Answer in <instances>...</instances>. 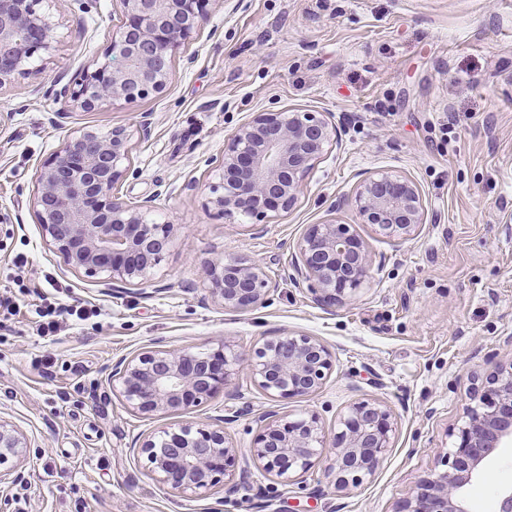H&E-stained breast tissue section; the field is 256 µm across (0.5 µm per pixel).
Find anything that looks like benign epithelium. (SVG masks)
<instances>
[{
  "label": "benign epithelium",
  "instance_id": "benign-epithelium-1",
  "mask_svg": "<svg viewBox=\"0 0 512 512\" xmlns=\"http://www.w3.org/2000/svg\"><path fill=\"white\" fill-rule=\"evenodd\" d=\"M42 0H0V86L50 47L54 24L36 9ZM123 19L103 60L73 82L58 77L55 94L84 110L104 103H133L164 91L173 53L207 20L209 0H120ZM131 133L114 127L72 132L42 165L34 208L42 233L63 264L112 284H145L171 244V225L151 218L152 200L131 204L113 192L130 166ZM341 146L337 127L320 112L264 110L241 123L224 144L218 182L209 203L255 234L266 219L288 212L304 180L332 148ZM361 224H372L399 242L424 224L417 183L388 172L360 176L352 198ZM290 282L313 301L332 308L370 278L373 259L350 224L310 225L291 254ZM202 277L214 303L230 312L264 307L272 290L256 262L225 255L207 262ZM334 367L320 340L278 332L243 354L224 341L185 351L151 348L112 362L107 380L127 407L143 417L187 411L248 374L270 398L315 393ZM462 422L448 431L451 448L444 469L421 480L395 512H470L469 487L487 470L499 449L512 446V358L475 380ZM259 431L250 448L254 461L284 486L298 483L331 453L328 472L343 492L372 477L391 448L395 417L380 402L353 404L328 440L315 414L294 419L266 413L254 419ZM26 439L0 420V467L19 460ZM157 482L183 495L203 496L218 484L231 495L248 483L250 471L230 472L235 448L221 424L162 427L144 438Z\"/></svg>",
  "mask_w": 512,
  "mask_h": 512
}]
</instances>
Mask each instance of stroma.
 <instances>
[{
    "label": "stroma",
    "mask_w": 512,
    "mask_h": 512,
    "mask_svg": "<svg viewBox=\"0 0 512 512\" xmlns=\"http://www.w3.org/2000/svg\"><path fill=\"white\" fill-rule=\"evenodd\" d=\"M56 38L0 86V420L27 446L22 479L0 478V512H392L438 467L447 432L469 402L473 376L512 336V0H210L208 19L172 56L162 93L92 111L56 99L67 80L104 57L122 20L120 0H44ZM322 112L341 147L305 179L288 213L254 235L209 202L224 145L251 113ZM131 133L133 173L117 192L155 198L174 227L151 282L106 287L65 268L33 207L42 163L81 128ZM389 171L420 187L425 222L396 243L355 221L360 173ZM354 225L375 257L370 279L325 309L288 279L293 243L309 225ZM262 264L274 289L265 307L232 313L211 303L202 265L222 253ZM90 309L38 330L49 304ZM288 329L319 339L335 368L306 397H267L246 374L232 393L148 419L106 380L113 359L153 347L241 352ZM396 419L376 473L337 495L324 465L279 484L253 462V415L317 414L326 435L356 402ZM224 419L249 465L232 497L174 493L137 448L156 429ZM512 483V447L469 494L471 512H495Z\"/></svg>",
    "instance_id": "stroma-1"
}]
</instances>
